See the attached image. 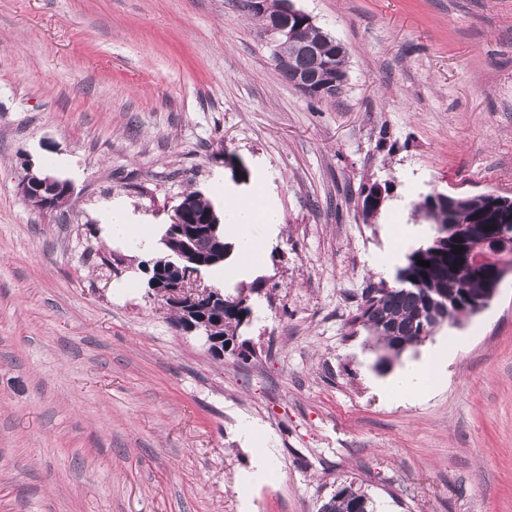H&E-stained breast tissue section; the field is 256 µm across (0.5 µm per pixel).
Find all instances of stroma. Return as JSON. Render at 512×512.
Wrapping results in <instances>:
<instances>
[{
    "mask_svg": "<svg viewBox=\"0 0 512 512\" xmlns=\"http://www.w3.org/2000/svg\"><path fill=\"white\" fill-rule=\"evenodd\" d=\"M293 3L349 50L336 98L284 81L238 0H0V512H319L348 481L377 512H512V280L402 354L455 343L415 402L347 325L431 235H393L420 196H512V0ZM30 169L67 203L32 209ZM218 180L264 186L280 218L258 275L201 278L259 285L246 356L220 360L106 266L139 254L102 229L111 203L162 228L188 192L222 207ZM245 421L275 470L246 496Z\"/></svg>",
    "mask_w": 512,
    "mask_h": 512,
    "instance_id": "35a3bbf8",
    "label": "stroma"
}]
</instances>
